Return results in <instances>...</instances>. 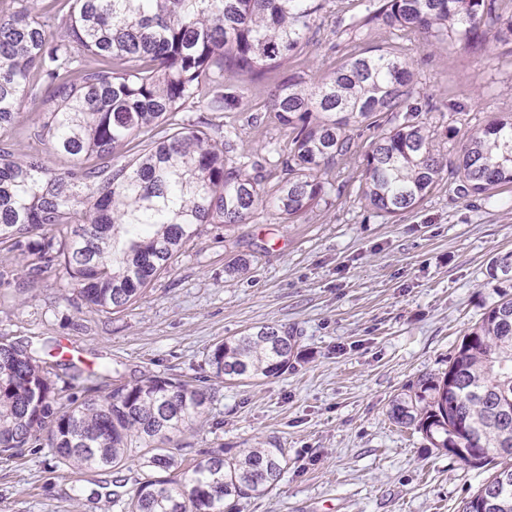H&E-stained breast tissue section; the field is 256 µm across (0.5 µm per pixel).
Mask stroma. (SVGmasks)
<instances>
[{
	"instance_id": "35a3bbf8",
	"label": "stroma",
	"mask_w": 512,
	"mask_h": 512,
	"mask_svg": "<svg viewBox=\"0 0 512 512\" xmlns=\"http://www.w3.org/2000/svg\"><path fill=\"white\" fill-rule=\"evenodd\" d=\"M349 37L333 0L296 67L329 71ZM411 56L421 119L448 161L463 131L512 112V43L435 48ZM233 126L234 157L269 158L283 129L247 116L214 114ZM359 160L342 164L345 188L294 224H206L178 264L137 303L117 313L87 306L61 281L0 286V338L29 346L61 380L109 366L125 380L177 377L212 395L201 425L182 437L178 459L223 448L235 455L273 441L284 452L278 485L240 501L237 512H459L485 479L388 417L391 398L423 374L448 369L464 335L497 294L488 259L512 250V191L497 205L452 199L447 184L416 209L380 217L362 197ZM248 273L225 274L240 256ZM261 325L298 336L291 367L251 385L218 382L212 345ZM138 455L118 469L74 470L49 449L0 458V512H121L113 484L133 491Z\"/></svg>"
}]
</instances>
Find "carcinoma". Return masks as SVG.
<instances>
[{
	"label": "carcinoma",
	"instance_id": "1",
	"mask_svg": "<svg viewBox=\"0 0 512 512\" xmlns=\"http://www.w3.org/2000/svg\"><path fill=\"white\" fill-rule=\"evenodd\" d=\"M0 0V131L18 127L24 99L35 115L20 134L68 160L49 167L0 136V250L23 257L27 276L54 272L86 304L108 313L142 297L202 224H249L267 210L293 223L341 194L321 177L356 155L362 199L381 216L418 207L443 180L457 199L498 201L512 186V113L470 129L448 163L411 103L409 48L356 46L327 74H275L302 54L323 0ZM352 40L387 26L430 45L486 41V25L512 39V14L495 0H369L350 12ZM243 76L224 86V70ZM272 87L250 122L288 132L272 176L228 156L232 131L212 112H248L253 82ZM181 112H194L186 118ZM373 136L364 153L352 133ZM495 301L465 334L441 376L423 375L389 402L390 420L435 448L467 449L491 467L462 512H512V251L486 266ZM297 337L262 325L216 342L206 358L221 381L256 382L288 370ZM103 386L58 387L28 347L0 341V448L15 458L37 444L78 470L120 468L142 449L146 477L126 512H224L270 492L282 449L258 444L234 458L203 450L181 467L170 448L206 415L210 393L149 376Z\"/></svg>",
	"mask_w": 512,
	"mask_h": 512
}]
</instances>
